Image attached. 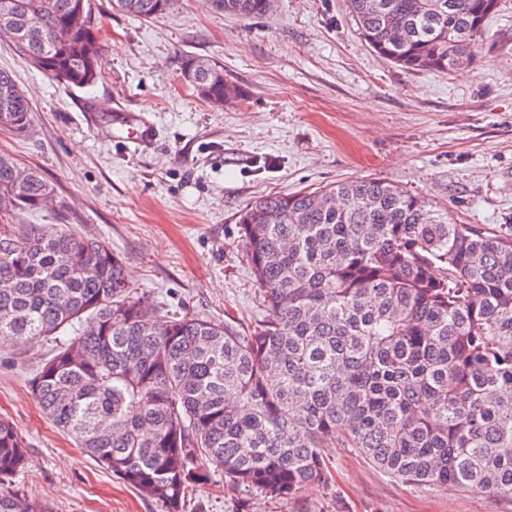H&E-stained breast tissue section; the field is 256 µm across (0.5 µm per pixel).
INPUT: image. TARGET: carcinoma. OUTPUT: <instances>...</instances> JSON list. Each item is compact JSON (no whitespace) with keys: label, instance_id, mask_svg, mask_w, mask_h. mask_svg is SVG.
Masks as SVG:
<instances>
[{"label":"carcinoma","instance_id":"cac0c4a2","mask_svg":"<svg viewBox=\"0 0 512 512\" xmlns=\"http://www.w3.org/2000/svg\"><path fill=\"white\" fill-rule=\"evenodd\" d=\"M56 9L48 10V2ZM0 0L15 48L65 86L102 73L90 0ZM151 19L171 0H113ZM365 42L408 72L447 73L499 0H346ZM244 18L268 0H214ZM183 76L206 100L224 69L193 57ZM32 107L0 70V129L27 132ZM0 153V346L55 338L31 381L46 418L122 482L183 512L210 469L292 499L331 471L321 449L354 448L414 486L512 498V226L448 214L379 178L263 196L240 216L265 315L239 336L193 315H160L122 259L65 224H17L54 188L16 183ZM278 219L272 221L269 215ZM27 448L0 417V512H49L18 484Z\"/></svg>","mask_w":512,"mask_h":512}]
</instances>
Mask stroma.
I'll return each mask as SVG.
<instances>
[{
	"instance_id": "obj_1",
	"label": "stroma",
	"mask_w": 512,
	"mask_h": 512,
	"mask_svg": "<svg viewBox=\"0 0 512 512\" xmlns=\"http://www.w3.org/2000/svg\"><path fill=\"white\" fill-rule=\"evenodd\" d=\"M91 3L104 58L94 85L53 83L0 39V68L32 105L30 133L0 131V151L54 186L55 205L18 223L69 224L104 241L158 312L254 330L263 307L239 218L263 195L373 177L451 223L512 225V0L445 75L376 54L344 0H275L252 19L212 0H177L147 20ZM194 56L223 67L235 103L213 105L184 81ZM131 127L147 129L140 145L125 139ZM50 349L40 338L0 349V417L26 443L29 497L53 512H165L44 417L30 380ZM322 454L332 483L286 501L217 471L186 512H512L511 498L402 484L352 448Z\"/></svg>"
}]
</instances>
